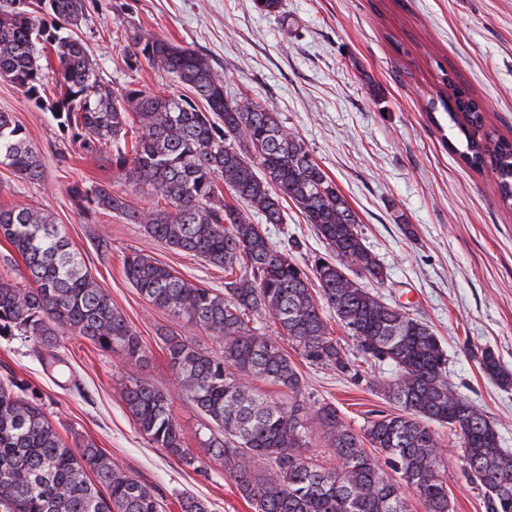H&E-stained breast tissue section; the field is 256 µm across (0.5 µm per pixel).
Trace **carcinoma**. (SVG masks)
Returning <instances> with one entry per match:
<instances>
[{
  "mask_svg": "<svg viewBox=\"0 0 512 512\" xmlns=\"http://www.w3.org/2000/svg\"><path fill=\"white\" fill-rule=\"evenodd\" d=\"M86 10V0H0V78L41 99L39 60L51 50L61 86L51 111L80 148L112 152L134 192L155 200L145 209L96 184L71 188L76 205L85 212L108 209L167 246L224 269L221 292L140 253L123 259L124 275L143 299L216 343L207 351L173 332L163 338L181 390L218 428L202 441L204 457L224 467L254 512H408V489L424 512H453L437 432L449 427L460 439L464 470L482 492L484 512H512V453L500 448L484 414L448 386L446 351L430 325L365 288L366 280H384V268L365 245L356 213L303 140L262 102L248 95L224 99V78L202 55L157 34L135 36L124 56L172 75L194 98L105 84L86 44L69 33ZM439 107L464 137L462 161L495 172L500 195L512 200V140L479 134L483 115L457 86L439 92L431 109ZM0 165L27 182L44 180L38 149L8 112H0ZM288 200L330 251L308 273L237 206L280 224ZM0 237L28 272L24 285L0 281V334L20 332L53 364L62 362L57 351L69 336L130 360L145 358L137 332L90 277L52 214L1 208ZM329 315L352 348L333 336ZM258 317L271 319L279 339L309 363L356 381L359 359L393 364V379L371 380L367 388L398 412L372 413L356 429L333 402L307 405L302 375L278 339L256 326ZM471 355L498 385L512 388V370L492 349ZM259 382L279 387L277 395ZM122 399L155 447L187 466L201 462L185 446L169 391L132 376ZM318 438L331 449L327 459L307 454ZM0 512L164 507L152 486L122 471L93 441H64L44 406L30 401L9 374L0 376Z\"/></svg>",
  "mask_w": 512,
  "mask_h": 512,
  "instance_id": "obj_1",
  "label": "carcinoma"
}]
</instances>
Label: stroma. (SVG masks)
<instances>
[{"instance_id": "stroma-1", "label": "stroma", "mask_w": 512, "mask_h": 512, "mask_svg": "<svg viewBox=\"0 0 512 512\" xmlns=\"http://www.w3.org/2000/svg\"><path fill=\"white\" fill-rule=\"evenodd\" d=\"M148 32L203 55L223 75L229 96L262 100L304 141L357 214L384 268L383 283L370 284V291L433 328L448 355L449 387L494 424L501 448L512 451V388L489 378L470 355L488 347L512 369V200H502L491 171L461 161L447 116L430 111L443 78H450L481 104L485 131L512 139V0H282L272 13L257 0H87L75 30L112 87L182 93L169 75L124 58L122 47ZM43 75L38 102L0 78V112L26 128L45 165L38 184L0 166V208L42 209L64 226L93 280L138 332L146 357L135 364L73 336L59 350L72 376L59 383L33 342L16 332L0 336V374L13 373L64 439H92L123 471L155 487L166 512H181L184 495L202 500L209 512H254L219 464L192 468L151 444L121 398L133 372L170 391L188 448L200 450L206 420L183 395L161 335L176 332L205 350L215 344L144 300L126 280L123 259L137 251L218 290L224 271L169 248L143 225L75 206L73 186L106 182L120 193L128 186L115 165L80 149L52 116L57 76L49 67ZM244 214L273 243L296 242L292 257L299 265L326 253L293 204L285 205L279 224L264 223L249 208ZM291 359L306 403H336L352 427L369 410L395 409L365 384L394 378L391 364H363L357 383L299 354ZM441 435L454 512H483L457 437L446 428Z\"/></svg>"}]
</instances>
